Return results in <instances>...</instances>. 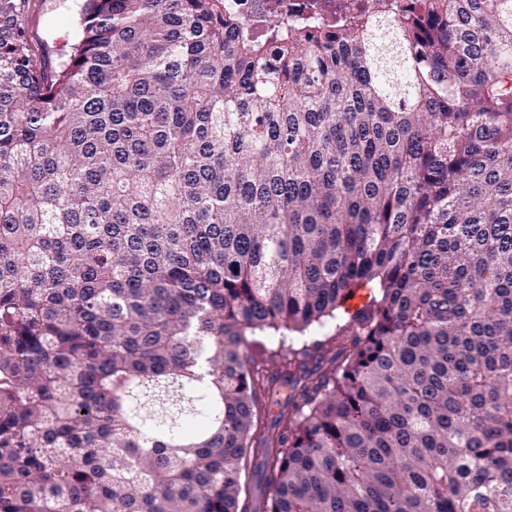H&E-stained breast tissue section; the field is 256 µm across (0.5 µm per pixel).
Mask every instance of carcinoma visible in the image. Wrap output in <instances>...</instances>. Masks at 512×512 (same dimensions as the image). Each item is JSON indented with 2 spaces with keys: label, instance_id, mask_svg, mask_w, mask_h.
<instances>
[{
  "label": "carcinoma",
  "instance_id": "1",
  "mask_svg": "<svg viewBox=\"0 0 512 512\" xmlns=\"http://www.w3.org/2000/svg\"><path fill=\"white\" fill-rule=\"evenodd\" d=\"M0 0V512H512V0L268 36ZM369 301L338 316L361 288ZM285 426L253 430L247 334ZM83 2L79 0H30L28 34L35 49L44 48L57 58L74 43L78 15Z\"/></svg>",
  "mask_w": 512,
  "mask_h": 512
}]
</instances>
